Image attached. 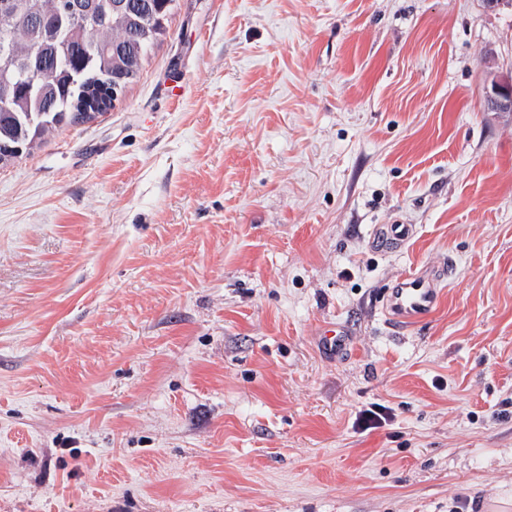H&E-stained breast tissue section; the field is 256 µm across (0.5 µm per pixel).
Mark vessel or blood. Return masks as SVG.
I'll return each instance as SVG.
<instances>
[{
  "instance_id": "1",
  "label": "vessel or blood",
  "mask_w": 512,
  "mask_h": 512,
  "mask_svg": "<svg viewBox=\"0 0 512 512\" xmlns=\"http://www.w3.org/2000/svg\"><path fill=\"white\" fill-rule=\"evenodd\" d=\"M412 229L406 224H385L377 228L372 244L381 248L404 245ZM442 271L424 270L399 279L386 300L389 319L398 325H410L427 317L440 299Z\"/></svg>"
}]
</instances>
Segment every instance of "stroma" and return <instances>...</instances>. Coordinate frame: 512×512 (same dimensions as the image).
Here are the masks:
<instances>
[{"label": "stroma", "mask_w": 512, "mask_h": 512, "mask_svg": "<svg viewBox=\"0 0 512 512\" xmlns=\"http://www.w3.org/2000/svg\"><path fill=\"white\" fill-rule=\"evenodd\" d=\"M489 71L481 0H176L108 111L0 167V512H512ZM408 224H384L377 228L372 237V245L389 249L404 245L411 237ZM442 270H424L399 279L386 300L389 319L398 325H410L427 317L440 299Z\"/></svg>", "instance_id": "stroma-1"}]
</instances>
